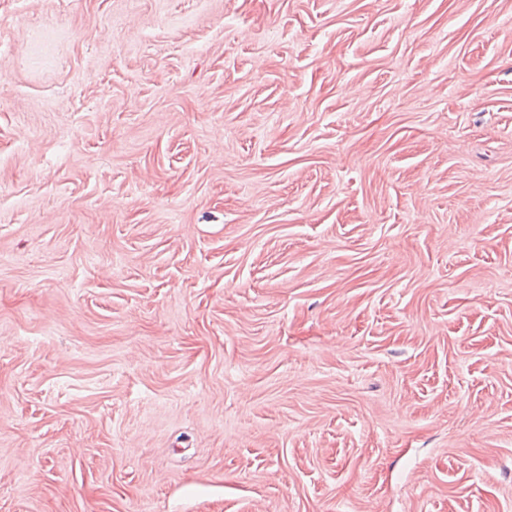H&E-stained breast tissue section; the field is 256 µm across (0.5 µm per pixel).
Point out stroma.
Listing matches in <instances>:
<instances>
[{"instance_id": "35a3bbf8", "label": "stroma", "mask_w": 512, "mask_h": 512, "mask_svg": "<svg viewBox=\"0 0 512 512\" xmlns=\"http://www.w3.org/2000/svg\"><path fill=\"white\" fill-rule=\"evenodd\" d=\"M0 512H512V0H0Z\"/></svg>"}]
</instances>
